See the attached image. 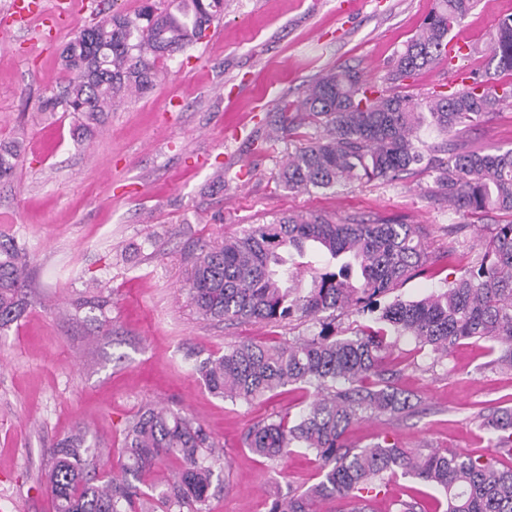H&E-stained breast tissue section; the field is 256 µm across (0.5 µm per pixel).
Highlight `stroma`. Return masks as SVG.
I'll use <instances>...</instances> for the list:
<instances>
[{"label":"stroma","mask_w":512,"mask_h":512,"mask_svg":"<svg viewBox=\"0 0 512 512\" xmlns=\"http://www.w3.org/2000/svg\"><path fill=\"white\" fill-rule=\"evenodd\" d=\"M9 2L0 0V31L11 34L0 45V142L19 144L22 156L0 182V233L27 249L31 273L23 317L0 332V507L54 512L44 470L55 444L83 428L111 448L116 465L126 421L153 403L194 417L223 448L210 512H270L273 495L319 482L320 462L301 448L271 462L243 447L242 436L264 418L298 416L311 391L288 386L235 404L212 395L195 364L239 341L306 336L314 326L200 319L187 301L191 264L202 246L277 215L390 219L423 225L424 248L437 259L392 298L446 288L468 245L488 241L504 218L455 211L433 170L311 193L277 179L289 154L322 132L300 119L283 126L282 107L342 68L386 88L397 52L434 0H224V17L205 38L160 58L156 86L114 106L83 141L72 117L41 107L66 78L60 53L98 13L132 14L143 0H72L71 22L48 40L37 25L11 23ZM510 14L512 0H480L452 32L464 52L415 75L404 93L422 100L447 90L456 72L482 68L491 34ZM420 137L429 147L446 138L470 149L512 148V100L467 130L445 136L425 127ZM452 224L465 225L464 237H449ZM92 287L106 302L107 326L87 308L76 320L65 314ZM495 356L483 340L441 357L399 338L386 367L416 408L365 417L349 429L348 444L387 441L512 465L478 418L512 407V371L494 368ZM412 496L437 505L432 487L399 475L373 492L371 506L394 512L395 501Z\"/></svg>","instance_id":"stroma-1"}]
</instances>
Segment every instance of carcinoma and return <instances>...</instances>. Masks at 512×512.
Masks as SVG:
<instances>
[{"mask_svg":"<svg viewBox=\"0 0 512 512\" xmlns=\"http://www.w3.org/2000/svg\"><path fill=\"white\" fill-rule=\"evenodd\" d=\"M477 0H435L417 33L394 61L391 80L403 82L448 56L449 35ZM224 15V0H170L134 14L100 17L74 34L61 52L71 74L45 106L60 108L90 135L120 99L151 90L159 78L158 58L198 44ZM462 89L435 93L426 103L386 94L349 68L328 73L308 88L298 111L325 134L296 149L278 173L291 192L331 189L353 181L397 179L415 168H431L448 203L479 215L498 211L488 243L470 246L471 258L448 287L414 301L377 299L425 269L418 226L389 220L334 219L284 214L243 235L209 245L195 257L187 297L205 321L282 323L316 321L318 333L271 344L241 342L208 356L195 370L216 396L250 404L286 386H310L316 394L295 419L288 415L251 426L242 444L254 455L281 460L303 448L321 461L322 479L301 494L276 495L271 512H316L320 501L347 500L349 512H371L367 494L387 476L417 479L443 497L444 512H512V467L448 450L411 451L397 444L351 447L344 437L364 415L414 408L411 397L381 369L391 337L409 336L448 355L467 339L499 346L493 364L512 368V148L450 150L433 160L418 131L429 123L448 134L480 121L512 99V15L502 18L489 46V67L469 76ZM20 153L0 143V180L12 176ZM312 245L333 260L336 271L317 272L301 292L288 286L285 255ZM28 255L17 241L0 235V331L25 310ZM375 314L373 324L338 337L336 313ZM482 424L497 436V448L512 455V407H501ZM121 477L96 472L103 449L78 431L53 449L46 489L55 512H209L217 444L194 418L168 408L141 407L126 421ZM180 468L157 494L139 483L168 457Z\"/></svg>","mask_w":512,"mask_h":512,"instance_id":"cac0c4a2","label":"carcinoma"}]
</instances>
